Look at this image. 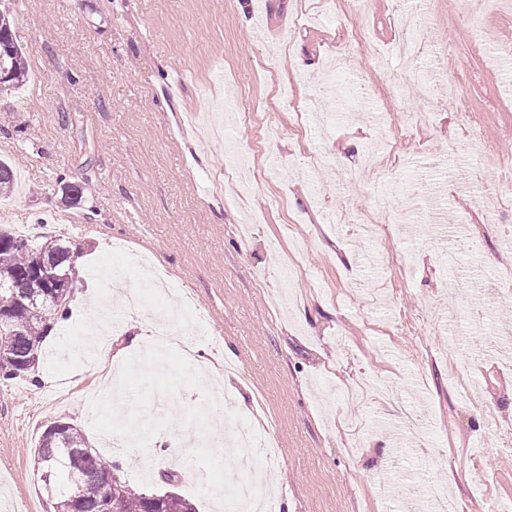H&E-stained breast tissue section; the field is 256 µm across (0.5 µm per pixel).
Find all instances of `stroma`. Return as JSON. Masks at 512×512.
<instances>
[{
    "instance_id": "stroma-1",
    "label": "stroma",
    "mask_w": 512,
    "mask_h": 512,
    "mask_svg": "<svg viewBox=\"0 0 512 512\" xmlns=\"http://www.w3.org/2000/svg\"><path fill=\"white\" fill-rule=\"evenodd\" d=\"M0 0L18 19L29 80L0 97V158L17 165L0 225L65 215L83 245L77 273L99 308L136 287L111 273V244L157 258L167 291L138 313L105 322L100 355L124 370L122 394L92 403L99 376L83 371L89 316L44 343L46 380L0 381V502L52 512L35 448L56 421L120 464L149 493L176 492L197 512H225L244 479L211 438L210 418L235 401L237 424L264 394L279 455L256 467L283 512H430L433 484L459 512L512 501V370L496 328L512 327V265L503 231L483 224L464 184L512 212V0H479L485 32L470 38L450 0H364L369 43L329 69L349 22L347 0ZM427 27L412 65L395 53L407 19ZM272 27L270 36L254 33ZM452 56L457 86L438 71ZM422 124L399 144L384 110L401 82ZM358 82L362 97L324 96ZM245 93L256 128L234 121L226 93ZM496 151L466 150L456 99ZM82 187L68 205L62 188ZM437 219L428 222L429 201ZM395 221L375 241L364 223ZM465 226L457 249L446 228ZM460 283L449 301L447 280ZM227 361L242 371L201 386L197 373ZM83 372L81 382L73 375ZM148 440L106 447L114 409Z\"/></svg>"
}]
</instances>
